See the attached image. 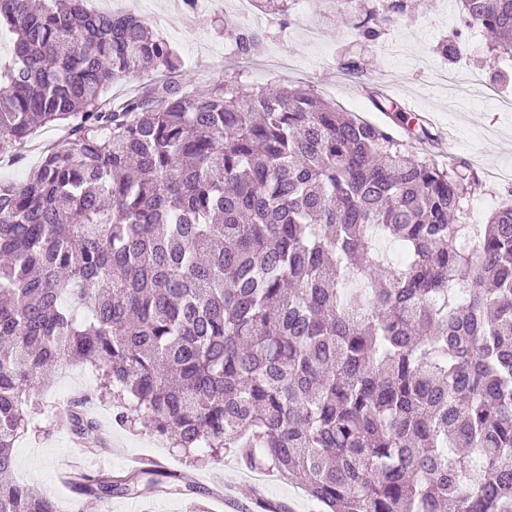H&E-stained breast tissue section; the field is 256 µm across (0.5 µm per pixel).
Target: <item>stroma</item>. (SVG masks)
<instances>
[{
	"instance_id": "1",
	"label": "stroma",
	"mask_w": 512,
	"mask_h": 512,
	"mask_svg": "<svg viewBox=\"0 0 512 512\" xmlns=\"http://www.w3.org/2000/svg\"><path fill=\"white\" fill-rule=\"evenodd\" d=\"M407 16L384 28L376 43L365 42L348 20H332L327 0H288V13L260 18L251 30L264 39L261 55L241 65L239 58L227 52L228 40L221 22L236 16L235 0H198L195 12L180 14L170 11L168 0H84L92 12L133 14L156 29L172 44L180 60V70L191 86L202 89L212 85L221 74H236L249 86L272 88L279 84L302 86L313 90L342 110L355 113L368 121L394 128L392 115L378 111L371 92L389 98L402 112L413 111L425 120L432 133H452L431 149L430 157L440 165L465 160L476 180L466 202V221L486 223L490 213L501 202L502 184L490 181L486 172L505 162H512V112L496 109L491 94L512 95V58L495 57L488 51V38L482 28H462L454 0H407ZM302 9L315 37L290 28L291 11ZM461 29V50L454 60L443 58L439 47ZM303 62L305 72L290 71L294 62ZM357 62L356 73H348V62ZM456 67L482 73L487 85H470L449 97L438 81L442 69ZM416 98L418 108H410L409 98ZM62 125H47L35 130L18 160L0 159V179L24 178L42 158L45 146L60 140ZM73 378L55 381L41 391L35 407V422L41 434L24 437L14 453L13 477L35 486L57 504L59 512H184L187 502L169 494L147 499L112 498L110 504L78 495L58 475V463L81 451L73 437L53 430L50 417L66 406L70 398L93 394L97 385L91 370L84 365L69 368ZM100 428L101 435L111 439L117 452L106 464L86 460L85 472L100 469L121 472L130 456L147 455L168 469L185 476L192 484L203 487L199 501L208 512H226L223 500L208 495L213 479L222 480L244 505H252L255 494L288 504L291 512H316V505L302 490L276 473H266L264 481L246 483V471L237 459L224 457H183L154 442L152 436L128 432L112 422V406L94 401L88 408Z\"/></svg>"
}]
</instances>
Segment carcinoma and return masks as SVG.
Segmentation results:
<instances>
[{"label":"carcinoma","instance_id":"cac0c4a2","mask_svg":"<svg viewBox=\"0 0 512 512\" xmlns=\"http://www.w3.org/2000/svg\"><path fill=\"white\" fill-rule=\"evenodd\" d=\"M457 2L512 56V0ZM406 9L334 15L375 42ZM1 25L0 156L67 134L0 181V512H56L9 476L34 394L76 363L117 426L300 478L321 512H512L511 187L488 223L451 224L467 164L411 158L435 141L412 116L397 137L299 86L189 90L161 35L83 0H0ZM224 34L263 48L236 19ZM130 72L171 78L103 104ZM55 419L97 430L78 403ZM160 486L206 512L155 459L76 490ZM64 125H47L35 130L29 137L21 158L14 161L0 159V179L19 180L24 178L41 160L43 147L60 140L64 136Z\"/></svg>","mask_w":512,"mask_h":512}]
</instances>
